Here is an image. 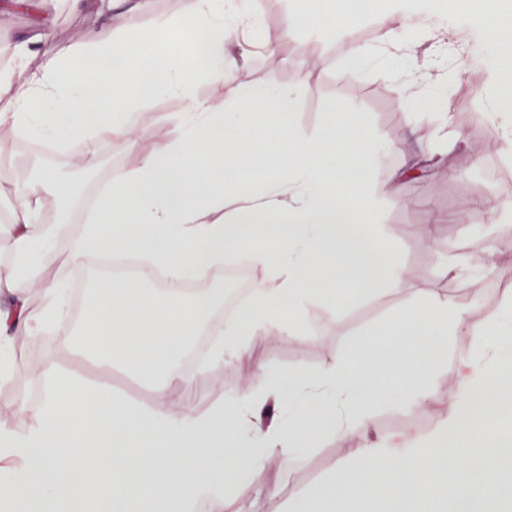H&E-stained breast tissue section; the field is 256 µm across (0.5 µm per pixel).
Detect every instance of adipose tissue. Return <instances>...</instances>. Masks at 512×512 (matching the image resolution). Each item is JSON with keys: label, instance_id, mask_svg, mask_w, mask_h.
<instances>
[{"label": "adipose tissue", "instance_id": "1", "mask_svg": "<svg viewBox=\"0 0 512 512\" xmlns=\"http://www.w3.org/2000/svg\"><path fill=\"white\" fill-rule=\"evenodd\" d=\"M435 2L395 0L380 17L384 43L425 41ZM316 5L315 14L290 15L289 27L335 31L353 61L375 54V45L354 40L349 23H337L335 0ZM106 8L116 21L78 32L67 56L48 50L42 38L17 48L27 72L0 74V98L9 105L0 119L36 142L80 145L77 161L86 168L99 143L120 137L134 145L145 137L125 116L153 97L178 95L187 119L150 152L134 154L62 251L34 215L47 196L64 197L65 187L56 172L35 165L0 226L13 242L0 265V295L13 297L0 307V345L20 331L56 328L62 348L125 364L159 402L121 400L51 362L32 367L46 392L33 425L0 433V512H57L62 502L71 512H193L201 501L212 512H235L240 498L270 493L257 481L263 470L316 447L323 435L352 433L360 434L359 446L289 512H503L512 447L485 425L484 409L512 389L477 365L459 372L440 425L395 441L377 433L370 413L395 400L429 403L451 332L490 335L511 349L512 294L495 315L414 295L402 313L366 330L345 358L318 372L285 379L255 364L253 342L300 335L308 303L335 310L401 283L404 269L383 267L372 229L380 199L398 184L369 179L378 150L355 116L330 113L315 137L289 133L287 154L273 157L270 118L293 111L296 91L283 86L260 97L235 86L241 62L264 45L248 0H224L219 11L213 0H184L181 23L147 30L138 21L151 0H108ZM472 35L501 51L493 99L476 107L500 124L495 147L511 157L512 21L476 18ZM202 81L228 86L242 110L228 111L220 97L200 99ZM37 101L42 111H34ZM329 156L335 165L325 175L317 163ZM138 253L150 260L138 279L95 280L88 316L73 330L58 265ZM238 257L262 275L239 316L213 323L223 289L186 295L177 285L207 278ZM157 267L169 287H153ZM22 279L43 295L41 306L19 294ZM204 328L215 337L209 362L233 356L252 365L251 381L228 406L170 408V388L194 384L178 362ZM312 398L327 399L330 411L280 416L285 401Z\"/></svg>", "mask_w": 512, "mask_h": 512}]
</instances>
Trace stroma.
Returning <instances> with one entry per match:
<instances>
[{
  "mask_svg": "<svg viewBox=\"0 0 512 512\" xmlns=\"http://www.w3.org/2000/svg\"><path fill=\"white\" fill-rule=\"evenodd\" d=\"M251 7L261 16L262 34L275 47L277 58L271 61L260 54L251 55L237 71L236 84L294 87L297 101L288 121L308 136L322 132L331 111L363 113L369 138L388 148L370 172L376 184L387 182L393 173L419 160L423 150L435 144L441 121H448L457 138L446 158L447 176L406 177L397 195L381 199L373 216L376 231L406 271L403 281L333 314L323 304L309 305L302 334L287 341L257 342L255 359L284 377L298 369L318 371L341 357L356 336L398 315L415 294L445 297L457 307L476 306L487 314L498 311L505 294L512 291V218L489 223L485 209L476 204L475 198L487 191L512 205V161L493 150L498 126L474 106L476 98L487 93V74L496 64V49L472 40L463 44L446 42L441 35L430 33L426 47L438 50L445 64L462 67L463 72L444 94L432 80H423L427 103L418 108L407 103L398 88L420 72V65L405 62L398 53L384 54L378 63L353 62L343 43L306 28H288L289 13L308 9V0H252ZM96 21L92 4L72 11L62 0H44L35 8L17 6L15 0H0V47L22 45L47 30L51 33L50 49L63 55L73 35ZM382 63L392 73V87H383L377 80ZM185 117L184 103L172 96L153 99L132 113L131 121L150 127L153 138L134 149L121 139L100 145L101 166L74 186L72 198H81L85 187L104 186L111 173L127 164L132 151H150ZM22 141L10 123L0 122V151L6 156L0 164V212L11 210L13 191L26 173L29 157L18 151ZM462 211L468 212V222H456V214ZM435 215L442 222L440 240L433 243L427 238V228ZM490 249L497 252L496 264L478 279L449 275V251L476 256ZM8 355L13 371L8 380L0 381V427L20 432L30 426V411L39 405L44 387L32 379L29 367L47 359L86 385L112 389L127 400L147 406L157 402L154 393L124 367L60 348L56 334L46 330L17 337ZM473 358L489 374L512 367V352L497 349L469 333H454L448 338V358L433 382L429 405L421 408L395 401L373 409L378 433L396 436L432 432L455 396V374L460 364ZM245 371L244 364L229 356L208 369L204 382L190 393L196 408L209 411L233 399ZM358 444L355 434L344 440L329 435L318 447L297 452L288 464L260 474V482L272 487V495L239 502L240 512H286L289 498L322 485L336 465L344 462L348 449Z\"/></svg>",
  "mask_w": 512,
  "mask_h": 512,
  "instance_id": "stroma-1",
  "label": "stroma"
}]
</instances>
